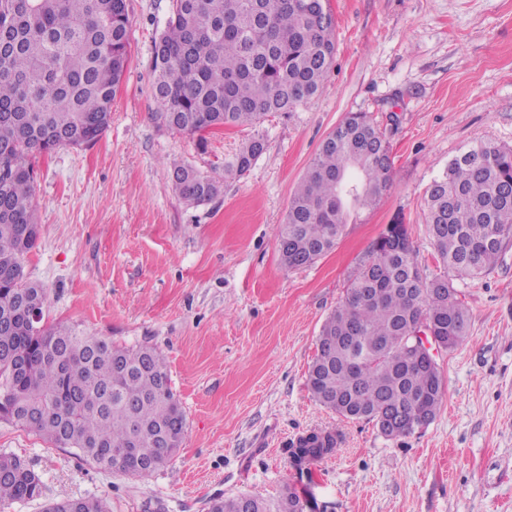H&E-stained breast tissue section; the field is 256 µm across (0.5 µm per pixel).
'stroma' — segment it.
Listing matches in <instances>:
<instances>
[{
	"label": "stroma",
	"mask_w": 512,
	"mask_h": 512,
	"mask_svg": "<svg viewBox=\"0 0 512 512\" xmlns=\"http://www.w3.org/2000/svg\"><path fill=\"white\" fill-rule=\"evenodd\" d=\"M128 3L130 62L110 126L94 145L35 164L41 227L25 274L48 293V323L160 352L187 428L171 462L140 479L0 421V452L44 483L42 499L7 512L84 497L108 512H209L213 499L274 498L287 486L307 512H512V249L491 274L457 284L468 335L438 360L446 394L426 428L387 438L322 407L307 385L321 327L384 226L402 219L424 274H437L427 187L473 142L512 148V0H329L336 54L322 90L268 115L264 152L229 180L224 158L250 129L213 136L202 151L152 120L153 46L172 0ZM351 112L384 132L391 185L334 251L286 269L275 229ZM177 164L223 181L222 193L185 203L172 189ZM314 429L341 442L297 474L291 448Z\"/></svg>",
	"instance_id": "stroma-1"
}]
</instances>
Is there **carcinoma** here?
Listing matches in <instances>:
<instances>
[{
	"label": "carcinoma",
	"instance_id": "1",
	"mask_svg": "<svg viewBox=\"0 0 512 512\" xmlns=\"http://www.w3.org/2000/svg\"><path fill=\"white\" fill-rule=\"evenodd\" d=\"M325 0H173L154 45L151 88L160 126L196 137L257 128L272 112L315 97L331 68L333 14ZM129 62L127 0H0V420L73 448L94 465L141 479L180 448L186 415L163 356L44 323L45 289L24 263L40 224L34 162L60 146L98 141L112 120ZM265 149L256 133L224 157V177L243 176ZM384 134L351 112L320 145L277 229L289 270L336 247L345 224L373 208L391 183ZM175 193L202 204L223 184L189 165L172 173ZM441 273H423L406 225L388 224L357 263L342 302L324 321L307 384L338 416L372 422L419 414L434 421L445 396L439 366L417 359L406 331L428 323L446 352L466 338L469 312L448 272L489 275L512 246V149L478 141L448 161L425 200ZM39 314V321L30 311ZM338 435L311 431L291 451L300 472L336 452ZM38 474L0 454V509L42 496ZM287 491L272 503L241 494L210 512H305ZM44 512H107L95 497L50 501Z\"/></svg>",
	"mask_w": 512,
	"mask_h": 512
}]
</instances>
